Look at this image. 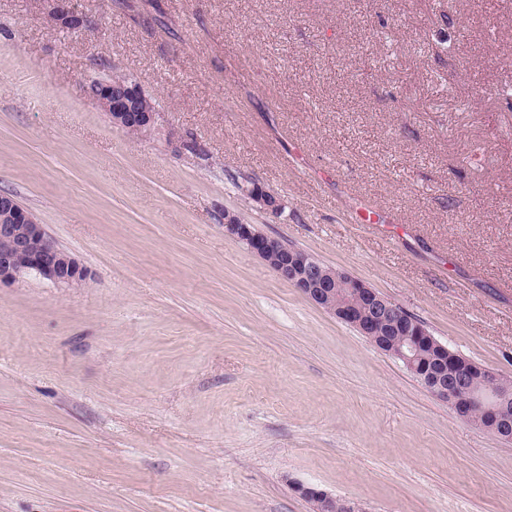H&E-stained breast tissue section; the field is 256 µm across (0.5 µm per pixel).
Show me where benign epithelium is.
Listing matches in <instances>:
<instances>
[{
    "label": "benign epithelium",
    "mask_w": 512,
    "mask_h": 512,
    "mask_svg": "<svg viewBox=\"0 0 512 512\" xmlns=\"http://www.w3.org/2000/svg\"><path fill=\"white\" fill-rule=\"evenodd\" d=\"M48 14L70 28L92 26L72 8L71 0H48ZM89 94L118 127L142 133L155 122L157 110L139 82L127 75L99 83ZM246 195L265 209L278 213L280 198L259 185ZM224 234L242 242L282 281L301 292L319 308L354 327L375 347L401 361L433 395L448 402L456 414L503 441L512 442V385L507 378L476 363L465 362L457 352L417 324L400 306L363 282L325 266L315 256L289 247L260 232L235 215L224 214ZM0 284L14 283L36 274L61 286H78L85 269L61 249L44 225L16 197L0 193ZM296 490L313 506V512H361L348 500L324 490L297 484Z\"/></svg>",
    "instance_id": "7a95c632"
}]
</instances>
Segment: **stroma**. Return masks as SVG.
<instances>
[{"mask_svg":"<svg viewBox=\"0 0 512 512\" xmlns=\"http://www.w3.org/2000/svg\"><path fill=\"white\" fill-rule=\"evenodd\" d=\"M72 6L92 27L0 0V191L87 273L0 286V512H311L298 482L512 512V443L224 233L241 216L512 378V0ZM114 71L156 102L141 135L87 92Z\"/></svg>","mask_w":512,"mask_h":512,"instance_id":"1","label":"stroma"}]
</instances>
